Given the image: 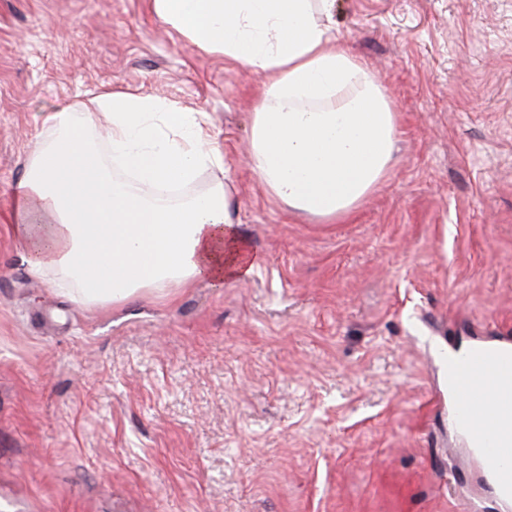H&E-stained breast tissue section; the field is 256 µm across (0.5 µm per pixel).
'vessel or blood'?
Returning <instances> with one entry per match:
<instances>
[{
    "mask_svg": "<svg viewBox=\"0 0 512 512\" xmlns=\"http://www.w3.org/2000/svg\"><path fill=\"white\" fill-rule=\"evenodd\" d=\"M448 373L453 425L501 512H512V338L470 343Z\"/></svg>",
    "mask_w": 512,
    "mask_h": 512,
    "instance_id": "1",
    "label": "vessel or blood"
}]
</instances>
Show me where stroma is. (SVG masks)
Listing matches in <instances>:
<instances>
[{
    "instance_id": "1",
    "label": "stroma",
    "mask_w": 512,
    "mask_h": 512,
    "mask_svg": "<svg viewBox=\"0 0 512 512\" xmlns=\"http://www.w3.org/2000/svg\"><path fill=\"white\" fill-rule=\"evenodd\" d=\"M398 114L396 162L347 218L246 163L261 79L152 0H0V512H462L449 342L512 335V0H335ZM207 113L259 264L119 305L30 276L12 187L103 90Z\"/></svg>"
}]
</instances>
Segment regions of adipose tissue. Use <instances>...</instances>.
<instances>
[{
	"label": "adipose tissue",
	"mask_w": 512,
	"mask_h": 512,
	"mask_svg": "<svg viewBox=\"0 0 512 512\" xmlns=\"http://www.w3.org/2000/svg\"><path fill=\"white\" fill-rule=\"evenodd\" d=\"M333 0H152L190 44L263 78L247 165L288 208L348 217L394 163L397 114L376 76L339 44ZM91 112H57L16 185L13 232L29 273L55 274L84 302L143 290L221 285L255 264L223 187L167 199L222 165L206 113L107 90ZM122 167L124 175L113 172Z\"/></svg>",
	"instance_id": "obj_1"
}]
</instances>
